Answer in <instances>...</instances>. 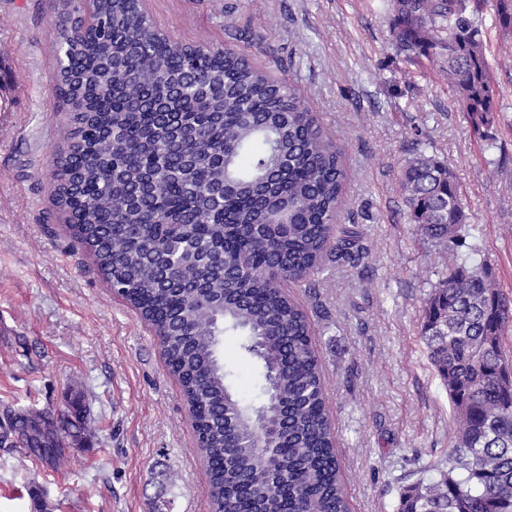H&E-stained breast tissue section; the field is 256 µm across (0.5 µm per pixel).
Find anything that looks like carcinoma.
<instances>
[{"mask_svg":"<svg viewBox=\"0 0 512 512\" xmlns=\"http://www.w3.org/2000/svg\"><path fill=\"white\" fill-rule=\"evenodd\" d=\"M487 3L489 0H480ZM491 3L512 31V7ZM389 34L412 63L448 76L460 110L489 123L495 90L469 0H389ZM54 111L69 146L52 161L53 203L98 275L149 323L193 406L211 512H349L305 311L267 276L301 280L334 239L345 168L294 87L234 51L159 34L137 0H62ZM411 223L440 246L466 224L451 168L406 160ZM489 268L453 263L430 294L422 336L448 386V469L420 477L397 512H512V382L502 347L512 311ZM242 337L259 397L234 385L224 334ZM26 447L68 463L64 417L16 415Z\"/></svg>","mask_w":512,"mask_h":512,"instance_id":"cac0c4a2","label":"carcinoma"}]
</instances>
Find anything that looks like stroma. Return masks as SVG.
I'll return each instance as SVG.
<instances>
[{
	"label": "stroma",
	"instance_id": "1",
	"mask_svg": "<svg viewBox=\"0 0 512 512\" xmlns=\"http://www.w3.org/2000/svg\"><path fill=\"white\" fill-rule=\"evenodd\" d=\"M175 40L228 46L286 79L341 149L338 229L360 263L326 258L288 286L307 312L323 366L351 512H396L403 488L445 466L448 391L421 335L447 277L420 236L401 170L426 143L448 163L467 214L468 265L487 264L512 300V32L476 16L497 110L473 128L438 66L391 44L386 0H145ZM61 0H0V433L30 409L80 410L93 433L62 437L67 473L0 441V512H210L208 476L154 329L114 298L58 220L51 160L65 146L54 112Z\"/></svg>",
	"mask_w": 512,
	"mask_h": 512
}]
</instances>
